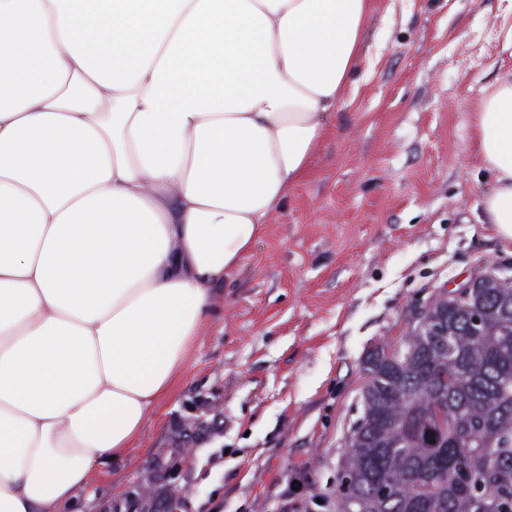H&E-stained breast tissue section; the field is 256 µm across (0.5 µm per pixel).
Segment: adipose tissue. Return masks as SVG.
<instances>
[{
  "instance_id": "adipose-tissue-1",
  "label": "adipose tissue",
  "mask_w": 512,
  "mask_h": 512,
  "mask_svg": "<svg viewBox=\"0 0 512 512\" xmlns=\"http://www.w3.org/2000/svg\"><path fill=\"white\" fill-rule=\"evenodd\" d=\"M369 0H0V512L134 447L312 173ZM512 243V72L471 117Z\"/></svg>"
}]
</instances>
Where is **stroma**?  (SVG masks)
<instances>
[{
    "instance_id": "stroma-1",
    "label": "stroma",
    "mask_w": 512,
    "mask_h": 512,
    "mask_svg": "<svg viewBox=\"0 0 512 512\" xmlns=\"http://www.w3.org/2000/svg\"><path fill=\"white\" fill-rule=\"evenodd\" d=\"M511 29L512 0H370L312 176L212 285L171 397L79 512H332L368 356L436 287L512 277L468 123Z\"/></svg>"
}]
</instances>
